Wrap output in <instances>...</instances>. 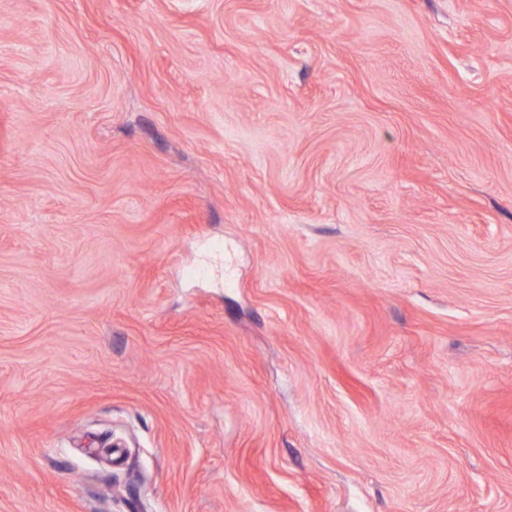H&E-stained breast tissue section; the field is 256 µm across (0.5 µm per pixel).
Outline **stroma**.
<instances>
[{"label":"stroma","instance_id":"35a3bbf8","mask_svg":"<svg viewBox=\"0 0 512 512\" xmlns=\"http://www.w3.org/2000/svg\"><path fill=\"white\" fill-rule=\"evenodd\" d=\"M0 512H512V0H0Z\"/></svg>","mask_w":512,"mask_h":512}]
</instances>
